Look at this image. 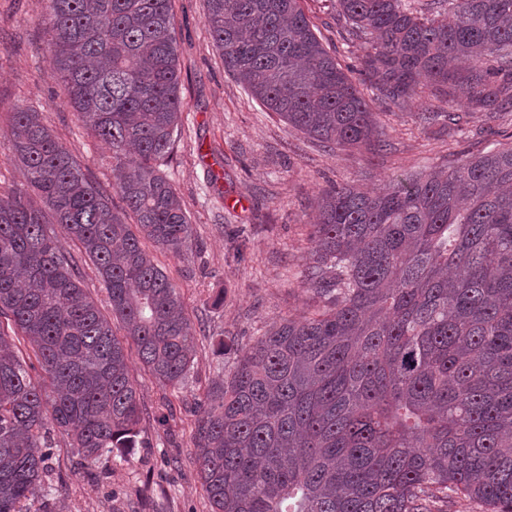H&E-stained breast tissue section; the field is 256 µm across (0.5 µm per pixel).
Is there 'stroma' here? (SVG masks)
<instances>
[{
  "label": "stroma",
  "instance_id": "stroma-1",
  "mask_svg": "<svg viewBox=\"0 0 512 512\" xmlns=\"http://www.w3.org/2000/svg\"><path fill=\"white\" fill-rule=\"evenodd\" d=\"M181 69V133L163 170L191 225L187 249L153 250L178 286L193 328V361L174 387L155 380L125 341L141 402L139 447L124 462L80 465L58 435L44 497L51 512H211L198 478L195 430L207 392L231 377L237 357L275 323L305 311L301 276L321 193L334 186L379 188L409 174L487 152L512 132V112L498 118L463 115L421 123L428 105L373 102L383 128L375 150L322 148L264 110L224 69L206 22V0H173ZM46 0H0V198L26 190L12 154L8 109L22 101L42 112L83 170L112 184V159L78 121L44 51L40 18ZM324 47L341 65H358L362 42L351 39L331 0H305ZM53 230L74 254L82 288L101 311L108 294L91 261L62 225ZM168 415L167 425L157 419Z\"/></svg>",
  "mask_w": 512,
  "mask_h": 512
}]
</instances>
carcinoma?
Segmentation results:
<instances>
[{"instance_id": "obj_1", "label": "carcinoma", "mask_w": 512, "mask_h": 512, "mask_svg": "<svg viewBox=\"0 0 512 512\" xmlns=\"http://www.w3.org/2000/svg\"><path fill=\"white\" fill-rule=\"evenodd\" d=\"M206 2L224 69L325 146H376L368 92L451 109L463 84L472 115L512 108V0H430L425 12L414 0H336L364 40L359 84L302 0ZM41 24L69 104L112 155V189L40 112L11 107L28 189L0 199V318L43 375L33 380L0 329V512H48L52 424L85 465L137 447L140 400L112 321L164 384L187 374L193 344L180 290L145 247L179 254L190 239L161 170L181 111L172 0H47ZM508 138L378 191L321 194L301 279L312 305L260 337L200 407L196 462L212 512H435L448 500L512 512ZM50 224L93 261L111 316Z\"/></svg>"}]
</instances>
